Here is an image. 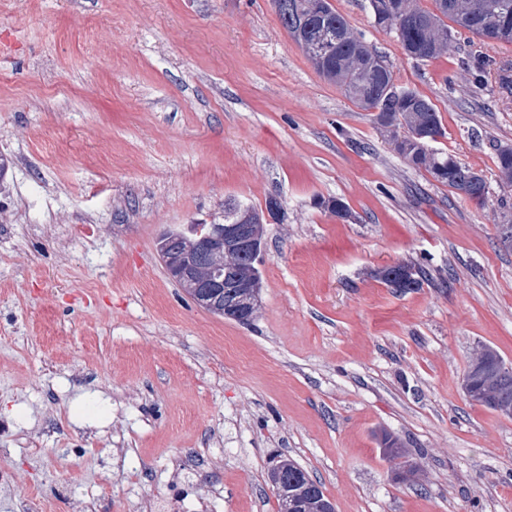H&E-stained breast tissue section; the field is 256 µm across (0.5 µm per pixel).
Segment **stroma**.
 I'll use <instances>...</instances> for the list:
<instances>
[{"mask_svg": "<svg viewBox=\"0 0 512 512\" xmlns=\"http://www.w3.org/2000/svg\"><path fill=\"white\" fill-rule=\"evenodd\" d=\"M331 3L432 102L484 207L396 153L270 0H0V512L186 489L189 512H279L282 457L336 512H512V419L462 388L480 348L512 363V44L457 27L420 61L368 0ZM271 198L258 315L197 306L160 232ZM397 262L421 288L374 277Z\"/></svg>", "mask_w": 512, "mask_h": 512, "instance_id": "obj_1", "label": "stroma"}]
</instances>
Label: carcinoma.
Masks as SVG:
<instances>
[{"label":"carcinoma","mask_w":512,"mask_h":512,"mask_svg":"<svg viewBox=\"0 0 512 512\" xmlns=\"http://www.w3.org/2000/svg\"><path fill=\"white\" fill-rule=\"evenodd\" d=\"M277 13L285 31L324 59L318 72L339 86L363 109L377 110L376 123L394 150L412 166L478 206L485 204L487 183L482 175L460 164L431 143L414 140L417 131L444 128L433 104L417 92L395 83L384 57L354 34L347 20L322 0H282ZM437 11L421 8L417 0H369L374 25L395 33L406 53L430 60L448 51L452 34L446 20L487 41L512 43V0H435ZM500 178L512 184V147L499 145ZM475 403L505 417L512 415V378H476Z\"/></svg>","instance_id":"1"}]
</instances>
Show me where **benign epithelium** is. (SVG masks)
Wrapping results in <instances>:
<instances>
[{"mask_svg": "<svg viewBox=\"0 0 512 512\" xmlns=\"http://www.w3.org/2000/svg\"><path fill=\"white\" fill-rule=\"evenodd\" d=\"M239 219L223 224H189L178 229H165L157 239V251L167 273L181 287L190 289L195 304L207 309L208 294L203 288H222L229 296L246 295L257 288V278L264 253L263 225L253 223V213L235 203ZM259 304L251 300L247 306H232L224 317L237 322L255 318ZM276 476L271 484L278 498L288 503L285 512H309L308 503L291 494L280 471V463L272 466Z\"/></svg>", "mask_w": 512, "mask_h": 512, "instance_id": "7a95c632", "label": "benign epithelium"}]
</instances>
